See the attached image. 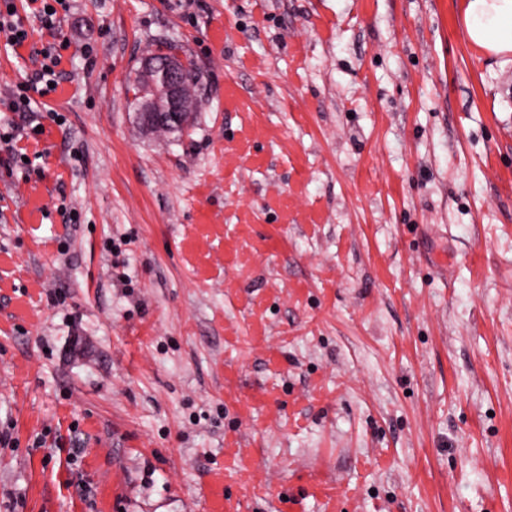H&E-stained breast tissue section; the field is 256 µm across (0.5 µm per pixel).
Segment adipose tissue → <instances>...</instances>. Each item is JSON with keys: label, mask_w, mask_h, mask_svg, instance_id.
Returning a JSON list of instances; mask_svg holds the SVG:
<instances>
[{"label": "adipose tissue", "mask_w": 512, "mask_h": 512, "mask_svg": "<svg viewBox=\"0 0 512 512\" xmlns=\"http://www.w3.org/2000/svg\"><path fill=\"white\" fill-rule=\"evenodd\" d=\"M463 25L467 39L485 53H512V0H464Z\"/></svg>", "instance_id": "obj_1"}]
</instances>
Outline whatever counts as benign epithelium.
Segmentation results:
<instances>
[{"mask_svg": "<svg viewBox=\"0 0 512 512\" xmlns=\"http://www.w3.org/2000/svg\"><path fill=\"white\" fill-rule=\"evenodd\" d=\"M187 61L179 56L147 57L140 69L143 83L150 93L141 95L138 115L148 132L171 123L186 126L184 113V77Z\"/></svg>", "mask_w": 512, "mask_h": 512, "instance_id": "obj_1", "label": "benign epithelium"}]
</instances>
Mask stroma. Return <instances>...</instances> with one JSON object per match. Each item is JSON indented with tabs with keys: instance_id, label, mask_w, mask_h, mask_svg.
<instances>
[{
	"instance_id": "obj_1",
	"label": "stroma",
	"mask_w": 512,
	"mask_h": 512,
	"mask_svg": "<svg viewBox=\"0 0 512 512\" xmlns=\"http://www.w3.org/2000/svg\"><path fill=\"white\" fill-rule=\"evenodd\" d=\"M14 4L0 512H512V53L462 0ZM161 41L179 135L129 106ZM44 58L48 63L42 65V69L35 74L30 84H26L19 89V93L10 99L8 109L12 112H26L31 104V98L27 94L30 90L37 92L40 96L45 97L52 91L56 90L55 67L60 64V55L55 54L49 48L44 52ZM39 83H44V87L38 88ZM50 83L54 86L49 87Z\"/></svg>"
}]
</instances>
